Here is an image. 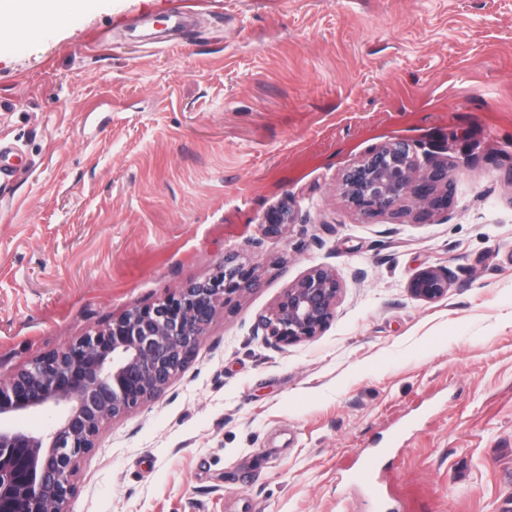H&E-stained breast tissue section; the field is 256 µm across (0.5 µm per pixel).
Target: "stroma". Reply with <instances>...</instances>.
Here are the masks:
<instances>
[{
  "mask_svg": "<svg viewBox=\"0 0 512 512\" xmlns=\"http://www.w3.org/2000/svg\"><path fill=\"white\" fill-rule=\"evenodd\" d=\"M186 7L176 31L162 16ZM0 45V381L215 274L219 310L156 398L102 427L69 512H504L512 503V0H78ZM448 166V209L356 214L382 143ZM290 200L296 223L265 237ZM335 270L315 339L255 331ZM452 273L415 298L420 270ZM384 490L374 503L361 459ZM372 483V484H373ZM296 213L289 201H283L271 207L265 214L261 224L263 234L267 237H279L286 227L295 224ZM452 275L442 266L427 267L420 270L409 284L410 292L418 299L434 302L448 293Z\"/></svg>",
  "mask_w": 512,
  "mask_h": 512,
  "instance_id": "35a3bbf8",
  "label": "stroma"
}]
</instances>
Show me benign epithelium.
<instances>
[{"label":"benign epithelium","instance_id":"1","mask_svg":"<svg viewBox=\"0 0 512 512\" xmlns=\"http://www.w3.org/2000/svg\"><path fill=\"white\" fill-rule=\"evenodd\" d=\"M341 184L350 207L365 218L410 198L422 219L447 211L452 194L448 167L420 166L403 141L371 148ZM295 219L283 201L266 212L263 234L278 237ZM451 278L446 267H427L411 280L410 292L437 301ZM258 283L253 264L226 254L215 274L127 310L0 382V512H68L77 462L95 447L101 427L160 394L194 357L218 310ZM341 290L335 270L313 266L288 284L255 328L279 346L312 340L333 319ZM46 412L54 421L45 430L18 424Z\"/></svg>","mask_w":512,"mask_h":512}]
</instances>
